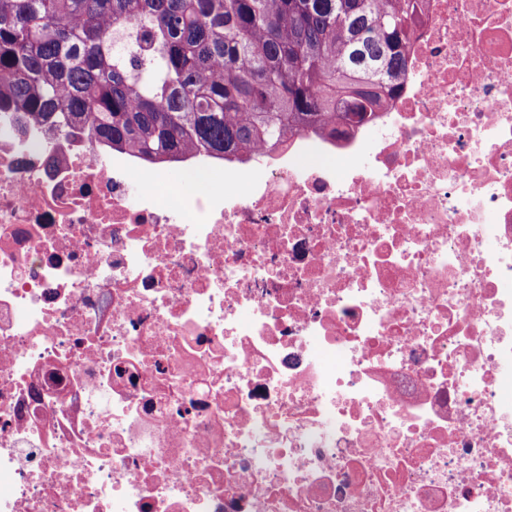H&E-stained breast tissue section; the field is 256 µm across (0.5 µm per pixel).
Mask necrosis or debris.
<instances>
[{
  "label": "necrosis or debris",
  "mask_w": 512,
  "mask_h": 512,
  "mask_svg": "<svg viewBox=\"0 0 512 512\" xmlns=\"http://www.w3.org/2000/svg\"><path fill=\"white\" fill-rule=\"evenodd\" d=\"M424 2L203 191L0 113V512H512V0Z\"/></svg>",
  "instance_id": "obj_1"
}]
</instances>
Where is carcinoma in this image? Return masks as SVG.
Listing matches in <instances>:
<instances>
[{"label":"carcinoma","mask_w":512,"mask_h":512,"mask_svg":"<svg viewBox=\"0 0 512 512\" xmlns=\"http://www.w3.org/2000/svg\"><path fill=\"white\" fill-rule=\"evenodd\" d=\"M422 0H0V109L150 164L271 149L377 106Z\"/></svg>","instance_id":"cac0c4a2"}]
</instances>
